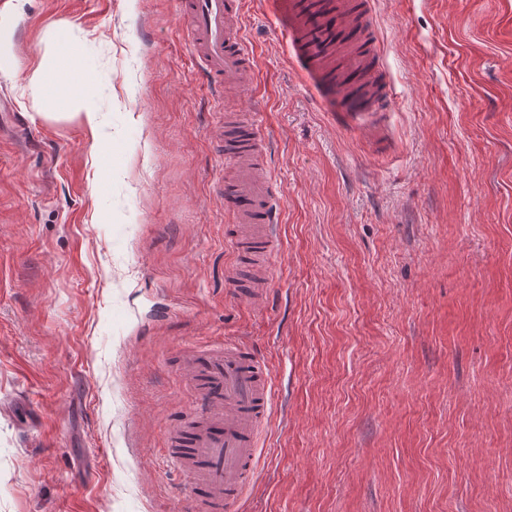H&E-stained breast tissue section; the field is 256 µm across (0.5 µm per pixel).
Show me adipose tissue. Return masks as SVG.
<instances>
[{"label": "adipose tissue", "mask_w": 512, "mask_h": 512, "mask_svg": "<svg viewBox=\"0 0 512 512\" xmlns=\"http://www.w3.org/2000/svg\"><path fill=\"white\" fill-rule=\"evenodd\" d=\"M79 54L80 44L72 28L60 26L50 32L49 50L39 66L40 92L50 114L67 111L84 85L86 77Z\"/></svg>", "instance_id": "adipose-tissue-1"}]
</instances>
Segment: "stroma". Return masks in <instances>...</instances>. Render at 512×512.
Returning a JSON list of instances; mask_svg holds the SVG:
<instances>
[{"label": "stroma", "mask_w": 512, "mask_h": 512, "mask_svg": "<svg viewBox=\"0 0 512 512\" xmlns=\"http://www.w3.org/2000/svg\"><path fill=\"white\" fill-rule=\"evenodd\" d=\"M10 1L0 512H187L167 451L203 412L184 358L241 340L273 382L242 512H512V0H374L392 103L359 129L265 0L243 7L252 94L207 85L178 0ZM61 25L86 84L48 116ZM228 110L282 193L261 305L231 284Z\"/></svg>", "instance_id": "obj_1"}]
</instances>
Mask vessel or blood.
Returning a JSON list of instances; mask_svg holds the SVG:
<instances>
[{"mask_svg": "<svg viewBox=\"0 0 512 512\" xmlns=\"http://www.w3.org/2000/svg\"><path fill=\"white\" fill-rule=\"evenodd\" d=\"M300 69L311 75L338 125L354 128L382 114L389 90L374 64L373 42L334 40L368 16L366 0H271ZM183 24L201 74L214 90L257 87L253 51L242 27V0H182ZM224 154L236 161L225 178L233 256L247 269L236 292L252 304L267 296L268 261L280 247V189L267 166V143L254 121L224 117ZM206 418L177 431L169 450L191 483V512H238L257 476V440L270 414L268 369L243 341L200 352L187 362Z\"/></svg>", "mask_w": 512, "mask_h": 512, "instance_id": "1", "label": "vessel or blood"}]
</instances>
